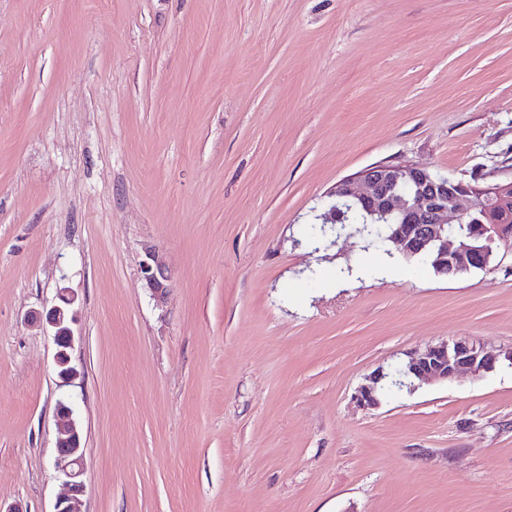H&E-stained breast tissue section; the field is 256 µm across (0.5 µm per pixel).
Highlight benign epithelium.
<instances>
[{
    "instance_id": "1",
    "label": "benign epithelium",
    "mask_w": 512,
    "mask_h": 512,
    "mask_svg": "<svg viewBox=\"0 0 512 512\" xmlns=\"http://www.w3.org/2000/svg\"><path fill=\"white\" fill-rule=\"evenodd\" d=\"M338 200L355 202L381 219H392L387 241L407 258L434 256L438 272L448 278L462 277L473 270H486L495 255L497 242L512 234V226L494 218L512 213V181L486 187L452 181L418 166L379 165L364 170L357 180H346L331 192ZM473 225L467 237L457 234V226ZM141 271L147 288L157 299L164 298L169 275L156 252L145 253ZM77 293L62 288L57 303L48 309L31 312V319L50 328L57 346L55 364L64 383L73 382L80 372L71 362L74 342L73 309ZM512 364V347L491 351L468 340L442 342L408 355L403 370L420 383L448 381L462 372L479 376L494 370L500 360ZM381 370L366 377L354 399L364 408L379 405ZM60 436L53 467L63 479L66 493L58 498L54 512H82L83 480L82 436L74 410L65 401L57 403Z\"/></svg>"
}]
</instances>
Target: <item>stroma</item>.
Wrapping results in <instances>:
<instances>
[{
    "instance_id": "35a3bbf8",
    "label": "stroma",
    "mask_w": 512,
    "mask_h": 512,
    "mask_svg": "<svg viewBox=\"0 0 512 512\" xmlns=\"http://www.w3.org/2000/svg\"><path fill=\"white\" fill-rule=\"evenodd\" d=\"M375 165L512 180V0H0V512H53L63 397L83 512H512V364L354 400L512 346V240L447 278L306 238ZM141 271L147 288L158 300L164 298L168 286L169 275L166 268L158 261L155 250L149 249L145 253ZM57 303L49 309L32 311L31 319L39 324L49 327L57 346L55 364L58 377L62 383H72L80 372L71 362L70 350L74 342L73 325L76 323V314L73 309L77 300V293L71 288H61L57 295ZM502 358L512 364V347L491 351L464 339L414 351L402 368L419 383L440 382L454 379L461 372L476 376L490 372ZM384 378L383 370H378L366 377V383L358 387L354 396L360 407L375 408L379 405V391Z\"/></svg>"
}]
</instances>
